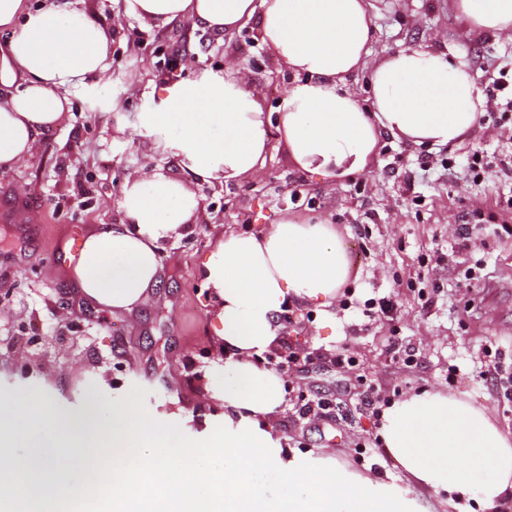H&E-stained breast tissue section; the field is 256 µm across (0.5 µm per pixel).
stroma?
<instances>
[{
    "mask_svg": "<svg viewBox=\"0 0 512 512\" xmlns=\"http://www.w3.org/2000/svg\"><path fill=\"white\" fill-rule=\"evenodd\" d=\"M374 58L412 46L458 55L474 73L486 107L474 129L448 146L414 145L385 136L365 171L336 181L299 169L284 145L272 144L263 172L247 182L197 186L203 208L192 224L160 245L161 285L138 313L97 309L80 298L67 266L52 259L54 244L71 232L86 235L118 224L117 205L126 174L134 169L185 178L177 159L148 150L133 131L143 112L157 111L165 86L202 73L224 74L249 63V78L266 111L277 112L296 76L263 48L258 21L234 33H216L173 21L115 26L124 0H84L83 6L112 30L110 80L88 78L70 88L64 125L44 134L33 159L0 173V396L42 393L60 411L80 409L95 393L104 413L133 401L163 417L185 409V434L224 435V419L204 401L224 385V352L214 333L215 297L202 264L227 228L259 232L284 214H318L335 224L349 254L350 303L329 307L290 304L287 343L311 354L312 364L293 369L286 383L288 410L274 424L290 447L332 449L406 485V475L385 449L373 446L379 416L362 406L359 379L390 400L423 390H453L486 406L512 429V123L502 120L492 86L502 67L512 68V38H464L451 0H373ZM192 56L191 69L168 71L171 56ZM484 159L481 183L469 178L473 151ZM454 157L453 167L441 161ZM481 211L480 223L468 220ZM31 224L26 241L13 226ZM483 266L487 285L498 286L486 303L485 288L464 277ZM387 298L393 316L366 315L363 303ZM418 351L417 365L392 359L391 336ZM32 353L33 375L21 379L13 356ZM355 360L352 369L339 354ZM332 396L334 419L301 418L299 392Z\"/></svg>",
    "mask_w": 512,
    "mask_h": 512,
    "instance_id": "1",
    "label": "stroma"
}]
</instances>
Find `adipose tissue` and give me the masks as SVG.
Masks as SVG:
<instances>
[{"label": "adipose tissue", "instance_id": "adipose-tissue-1", "mask_svg": "<svg viewBox=\"0 0 512 512\" xmlns=\"http://www.w3.org/2000/svg\"><path fill=\"white\" fill-rule=\"evenodd\" d=\"M80 0H0V173L32 159L39 138L60 127L69 88L104 80L112 39ZM467 32L512 37V0H453ZM124 18L141 24L185 19L231 33L258 20L272 56L297 74L278 110L265 112L244 73L202 74L163 90L161 107L142 113L143 144L176 158L183 179L129 172L119 207L124 220L81 241L69 272L79 295L110 312L133 314L161 283L159 244L192 223L196 182L245 181L263 168L277 132L304 171L340 179L368 168L383 136L417 145L460 141L486 106L459 56L424 46L369 64L370 0H124ZM366 71L370 105L345 89ZM216 300L215 333L224 362V437L213 442L224 468L202 467L194 440L172 419L128 403L111 421L86 410L64 414L34 393L0 397V503L10 512H56L77 495L93 462L112 512H491L512 491V433L474 400L453 391L400 398L384 411L380 436L408 478L356 473L333 451L284 445L268 420L286 406L279 373L262 357L281 334L279 316L298 301L331 306L351 274L334 224L284 215L261 232L225 231L202 269ZM142 459L135 470L100 462L105 451ZM275 471L288 492L254 482Z\"/></svg>", "mask_w": 512, "mask_h": 512}]
</instances>
